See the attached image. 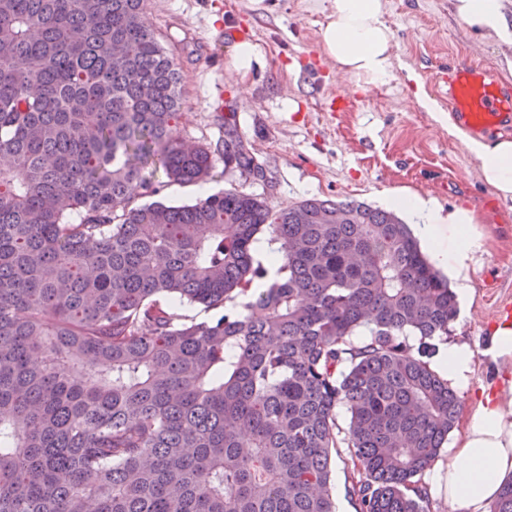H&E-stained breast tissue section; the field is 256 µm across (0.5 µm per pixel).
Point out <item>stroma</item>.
<instances>
[{"label": "stroma", "mask_w": 512, "mask_h": 512, "mask_svg": "<svg viewBox=\"0 0 512 512\" xmlns=\"http://www.w3.org/2000/svg\"><path fill=\"white\" fill-rule=\"evenodd\" d=\"M394 32L392 78L365 93L341 94L344 83L320 48V28L334 0H148L149 19L183 70L184 105L177 133L187 144H216L226 109H233L252 154L277 185L216 163L203 185L169 186L174 205L200 199L202 190L228 188L269 197L285 206L306 199L354 200L387 208V195L407 191L432 200L441 214L473 211L471 231L484 246L469 272V296L448 338L476 354L474 385L492 371L483 354L500 319L499 301L512 298V199L481 179L466 144L449 136L420 94L451 113L448 69L466 57L512 89V71L497 38L469 35L448 0H385ZM251 42L261 62L236 73L233 48Z\"/></svg>", "instance_id": "obj_1"}]
</instances>
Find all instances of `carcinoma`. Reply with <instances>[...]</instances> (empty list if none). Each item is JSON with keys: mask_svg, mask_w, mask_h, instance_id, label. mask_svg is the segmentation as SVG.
Returning <instances> with one entry per match:
<instances>
[{"mask_svg": "<svg viewBox=\"0 0 512 512\" xmlns=\"http://www.w3.org/2000/svg\"><path fill=\"white\" fill-rule=\"evenodd\" d=\"M183 98L146 0H0V512H336L341 448L357 512H428L448 279L365 203L162 199L219 159L273 186Z\"/></svg>", "mask_w": 512, "mask_h": 512, "instance_id": "obj_1", "label": "carcinoma"}]
</instances>
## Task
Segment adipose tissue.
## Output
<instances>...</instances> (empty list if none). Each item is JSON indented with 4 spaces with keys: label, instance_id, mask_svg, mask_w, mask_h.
Instances as JSON below:
<instances>
[{
    "label": "adipose tissue",
    "instance_id": "adipose-tissue-1",
    "mask_svg": "<svg viewBox=\"0 0 512 512\" xmlns=\"http://www.w3.org/2000/svg\"><path fill=\"white\" fill-rule=\"evenodd\" d=\"M453 13L471 34L493 36L512 45V16L504 0H450ZM385 0H335L321 25V49L349 76L344 91L354 94L385 83L393 74V31L384 19ZM480 162L481 178L499 196L512 198V136L465 137ZM395 208L425 215L418 231L437 264H451L459 294H467L468 262L482 243L471 232L474 217L466 211L442 216L419 196L393 193ZM448 225L449 238L440 235ZM485 353L495 369L492 381L472 391L475 353L465 343L448 344L437 373L452 389L468 393L470 401L452 440L426 471L431 494L444 498L449 512H489L503 486L512 482V323L497 326L487 338Z\"/></svg>",
    "mask_w": 512,
    "mask_h": 512
}]
</instances>
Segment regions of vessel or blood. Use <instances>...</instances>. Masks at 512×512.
Here are the masks:
<instances>
[{
	"label": "vessel or blood",
	"mask_w": 512,
	"mask_h": 512,
	"mask_svg": "<svg viewBox=\"0 0 512 512\" xmlns=\"http://www.w3.org/2000/svg\"><path fill=\"white\" fill-rule=\"evenodd\" d=\"M448 96L457 119L472 132L512 124V92L474 62L463 60L449 69Z\"/></svg>",
	"instance_id": "obj_1"
}]
</instances>
